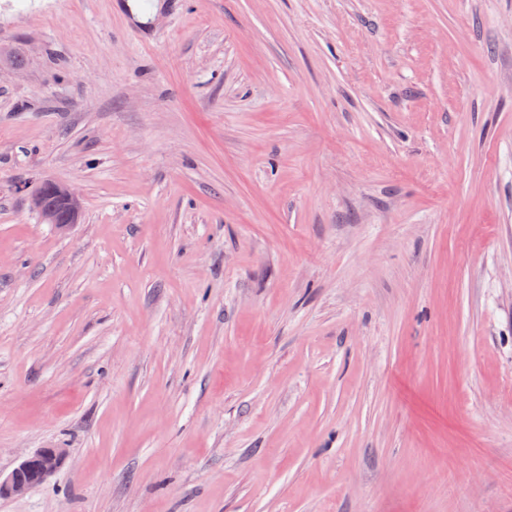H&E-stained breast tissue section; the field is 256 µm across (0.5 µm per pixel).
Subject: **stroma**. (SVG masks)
<instances>
[{"instance_id": "obj_1", "label": "stroma", "mask_w": 512, "mask_h": 512, "mask_svg": "<svg viewBox=\"0 0 512 512\" xmlns=\"http://www.w3.org/2000/svg\"><path fill=\"white\" fill-rule=\"evenodd\" d=\"M159 2L0 0V512H512V0ZM50 197L53 202H48ZM32 203L44 224H52L57 230H66L78 224L82 213L79 195L69 185L44 180L32 194ZM65 448H39L24 456L5 477L0 474V499L22 495L47 482L64 465Z\"/></svg>"}]
</instances>
